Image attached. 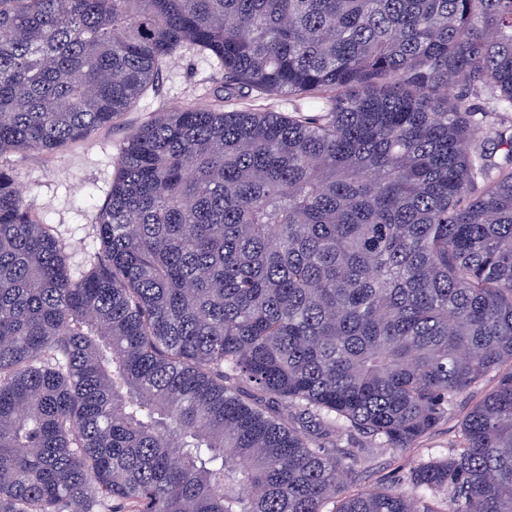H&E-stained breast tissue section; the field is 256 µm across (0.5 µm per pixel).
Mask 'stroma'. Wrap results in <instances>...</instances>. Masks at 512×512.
Masks as SVG:
<instances>
[{"mask_svg": "<svg viewBox=\"0 0 512 512\" xmlns=\"http://www.w3.org/2000/svg\"><path fill=\"white\" fill-rule=\"evenodd\" d=\"M219 97L228 110L257 108L286 114L295 109L294 102L284 96L226 95L223 68L198 51L186 49L167 62L157 84L148 87L137 106L112 126L50 154L10 152L0 156V163L13 168L26 203L65 245L71 270L77 274L97 248L92 225L112 188L127 139L165 112L211 104ZM494 383V378H485L462 394L448 419L410 448H376L368 438H358L350 491L408 488L421 463L451 456L462 443L465 416Z\"/></svg>", "mask_w": 512, "mask_h": 512, "instance_id": "1", "label": "stroma"}]
</instances>
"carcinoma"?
Returning a JSON list of instances; mask_svg holds the SVG:
<instances>
[{
  "label": "carcinoma",
  "instance_id": "1",
  "mask_svg": "<svg viewBox=\"0 0 512 512\" xmlns=\"http://www.w3.org/2000/svg\"><path fill=\"white\" fill-rule=\"evenodd\" d=\"M187 45L314 111L146 122L77 278L0 164V512H512V0H0V157ZM492 372L451 457L345 492L337 433L408 448Z\"/></svg>",
  "mask_w": 512,
  "mask_h": 512
}]
</instances>
